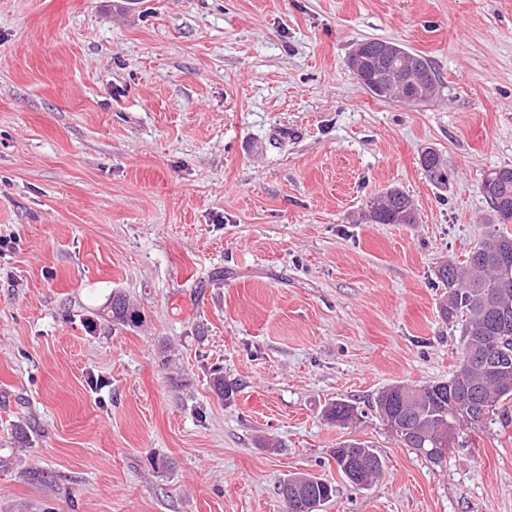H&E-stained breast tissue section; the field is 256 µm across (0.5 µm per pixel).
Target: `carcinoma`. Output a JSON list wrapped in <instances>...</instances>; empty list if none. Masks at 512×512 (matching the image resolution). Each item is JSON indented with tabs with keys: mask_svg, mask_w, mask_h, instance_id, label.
Listing matches in <instances>:
<instances>
[{
	"mask_svg": "<svg viewBox=\"0 0 512 512\" xmlns=\"http://www.w3.org/2000/svg\"><path fill=\"white\" fill-rule=\"evenodd\" d=\"M367 69L366 91L385 100L400 93L392 91L388 66L377 61V42L372 39L361 52ZM404 68H414L420 78L418 89L432 97L438 92V82L431 62L409 51L403 56ZM483 198L495 217L489 224L482 241L463 261L451 259L436 273L437 279L448 288L441 302L439 313L444 322H461L460 351L453 375L447 381L428 385L396 384L379 391L370 408L394 439L416 453L434 462L440 458L423 452L425 448H452L462 427L480 429L492 417L505 410L512 402V287L499 289L505 278L495 248L512 252V179L496 184L482 185ZM365 219L374 224H413L416 212L410 197L399 189L393 194H381L366 204ZM112 326L135 327L142 321L140 310L125 295L114 292L105 306ZM488 347L505 353L506 360L495 370L489 371L475 363V356ZM467 390L476 395L484 408L483 419L477 422L463 419L464 407L450 402L448 389ZM212 389L222 399H230L236 385L224 380L215 372ZM325 419L344 427L358 418V406L342 398L324 405ZM338 473L348 479V472L359 465V459L368 461L363 476L364 487L375 483L383 472L384 462L374 449L358 440H345L332 451ZM284 502L299 497L323 512L324 506L336 496L334 483L323 478L296 473L278 486Z\"/></svg>",
	"mask_w": 512,
	"mask_h": 512,
	"instance_id": "obj_1",
	"label": "carcinoma"
}]
</instances>
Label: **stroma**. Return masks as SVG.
<instances>
[{"label": "stroma", "mask_w": 512, "mask_h": 512, "mask_svg": "<svg viewBox=\"0 0 512 512\" xmlns=\"http://www.w3.org/2000/svg\"><path fill=\"white\" fill-rule=\"evenodd\" d=\"M372 38L438 94L365 92L347 57ZM504 166L512 0H0V512H283L307 472L325 512H512V411L436 463L368 409L451 377L436 271ZM392 188L416 223L364 220ZM115 292L141 327L110 331ZM336 398L363 418L327 424ZM346 439L384 461L369 488L336 469ZM403 59L405 61L404 68L409 69V65H412L414 68V74L416 77L420 78V84L412 87V91L417 90V88L423 92L427 93L426 98H422L419 101L416 100H402L405 102H425L434 96L438 91V82L436 79V74L431 62L425 57L418 55L416 53H411L406 50ZM278 494L282 497L286 510L292 497L302 498L314 508L309 510L323 511L324 506L336 496V486L326 479L304 473H295L293 476L283 479L278 486Z\"/></svg>", "instance_id": "stroma-1"}]
</instances>
